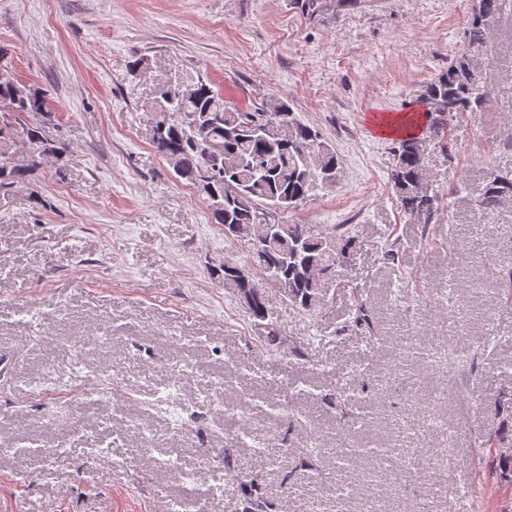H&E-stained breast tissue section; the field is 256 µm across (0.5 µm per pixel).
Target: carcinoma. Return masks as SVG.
Listing matches in <instances>:
<instances>
[{"mask_svg": "<svg viewBox=\"0 0 512 512\" xmlns=\"http://www.w3.org/2000/svg\"><path fill=\"white\" fill-rule=\"evenodd\" d=\"M498 0H478L468 22L467 46L448 69L429 82L422 99L450 101L457 109L483 108L490 91L480 90L481 76L474 62L498 22ZM191 94L170 91L158 112L152 144L178 180L207 196L214 223L224 238L243 245L249 265L226 259L213 273L263 330L271 347L281 344L275 325L267 321L265 292L274 269L288 303L303 312L324 305L326 288L337 268L354 256L356 240L347 224H289L280 215L308 201L327 180L339 175L335 150L318 131L294 116L288 102L271 98L254 111L231 110L224 97L203 79L190 82ZM23 137L16 138L14 125ZM52 113L44 92L22 84L10 74L0 75V194L9 195L29 182L41 160L62 161L69 148L50 134ZM422 140L413 133L397 139V161L390 180L399 206L409 218L428 226L440 210L439 195L430 191ZM512 201V179L487 176L476 190L474 205L483 216ZM279 224V236L261 251L253 249L260 225ZM393 471L411 470L403 454L381 453Z\"/></svg>", "mask_w": 512, "mask_h": 512, "instance_id": "cac0c4a2", "label": "carcinoma"}]
</instances>
